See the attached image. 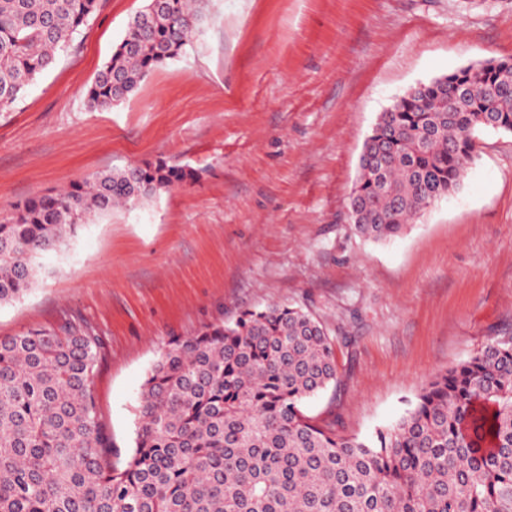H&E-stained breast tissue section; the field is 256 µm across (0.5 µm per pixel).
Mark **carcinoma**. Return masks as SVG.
I'll return each mask as SVG.
<instances>
[{
	"instance_id": "cac0c4a2",
	"label": "carcinoma",
	"mask_w": 512,
	"mask_h": 512,
	"mask_svg": "<svg viewBox=\"0 0 512 512\" xmlns=\"http://www.w3.org/2000/svg\"><path fill=\"white\" fill-rule=\"evenodd\" d=\"M200 0H146L87 90L126 100L180 57ZM100 0H0V109L66 51ZM512 132V59L421 83L377 118L349 196L353 226L383 243L459 190L476 133ZM194 173L159 161L37 195L0 222V305L20 299L76 230ZM337 337L292 305L175 337L141 389L134 449L112 460L87 327L0 337V512H512V337L434 375L394 423L343 436L305 399L338 381Z\"/></svg>"
}]
</instances>
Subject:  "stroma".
<instances>
[{
	"label": "stroma",
	"instance_id": "35a3bbf8",
	"mask_svg": "<svg viewBox=\"0 0 512 512\" xmlns=\"http://www.w3.org/2000/svg\"><path fill=\"white\" fill-rule=\"evenodd\" d=\"M144 0H101L71 51L0 110V222L15 203L147 161L193 182L83 225L0 336L88 326L112 458L132 451L142 384L170 339L271 304L340 342L336 386L304 404L345 436L389 425L435 374L512 336V133L486 130L456 193L394 240L348 201L363 142L410 88L512 58V0H207L180 57L126 101L86 92Z\"/></svg>",
	"mask_w": 512,
	"mask_h": 512
}]
</instances>
